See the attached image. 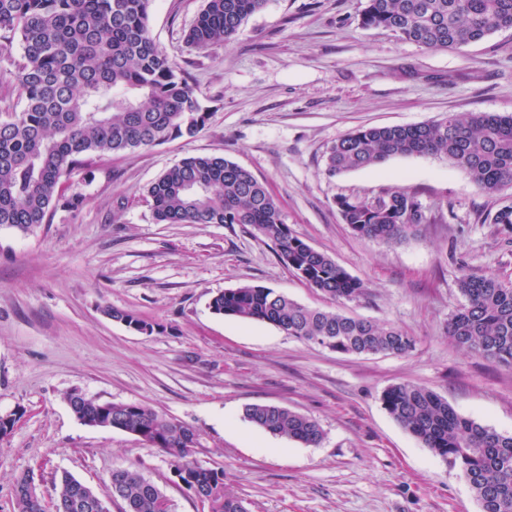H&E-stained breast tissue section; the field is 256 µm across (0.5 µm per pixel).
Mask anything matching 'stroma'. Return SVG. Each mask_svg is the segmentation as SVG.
Returning <instances> with one entry per match:
<instances>
[{
    "label": "stroma",
    "instance_id": "stroma-1",
    "mask_svg": "<svg viewBox=\"0 0 512 512\" xmlns=\"http://www.w3.org/2000/svg\"><path fill=\"white\" fill-rule=\"evenodd\" d=\"M203 0H152L150 33L208 112L195 137L92 157L66 181L85 202L55 210L32 232L0 226V512L31 471L51 506L69 472L100 497L113 470L135 468L201 512L168 456L118 429L89 428L67 397L141 402L192 428L196 463L224 472L250 512H481L462 472L436 457L383 408L410 382L461 415L512 435V368L467 352L448 335L465 302L463 276L512 281V226L489 218L512 188L481 192L435 156L396 157L328 175L331 145L363 126L418 124L451 112L512 113V29L458 51L428 50L359 25L365 0H268L230 43L185 46ZM19 45L0 50V116L20 111ZM215 154L268 188L285 224L365 288L335 302L289 271L250 227L160 224L146 190L189 155ZM414 191L436 216L396 244L343 223L340 196ZM260 285L297 303L386 322L412 336L404 355L339 354L262 322L212 312V297ZM155 323L131 331L105 314ZM253 403L318 422L305 446L244 419Z\"/></svg>",
    "mask_w": 512,
    "mask_h": 512
}]
</instances>
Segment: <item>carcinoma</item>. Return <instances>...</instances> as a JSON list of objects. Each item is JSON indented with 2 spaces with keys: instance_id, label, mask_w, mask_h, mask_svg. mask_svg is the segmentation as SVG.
I'll use <instances>...</instances> for the list:
<instances>
[{
  "instance_id": "1",
  "label": "carcinoma",
  "mask_w": 512,
  "mask_h": 512,
  "mask_svg": "<svg viewBox=\"0 0 512 512\" xmlns=\"http://www.w3.org/2000/svg\"><path fill=\"white\" fill-rule=\"evenodd\" d=\"M152 0H0V47L21 46V111L0 118V226L28 232L59 207L84 200L65 194L62 180L86 157L151 147L204 129L208 113L193 88L150 35ZM268 0H204L184 34L186 47L232 41ZM364 28L384 29L426 49L457 51L512 28V0H365ZM434 155L465 170L485 193L512 187V114L450 112L420 124L372 126L336 140L325 159L331 176L393 157ZM162 224H244L278 260L311 287L336 300L363 284L327 254L294 235L267 190L248 169L219 155H190L147 189ZM343 223L386 243L415 236L435 221L417 194L398 188L374 199L335 200ZM466 304L448 319L459 346L512 368V282L494 274L459 282ZM213 313L271 324L288 336L344 354L403 355L412 337L385 323L303 306L258 285L226 289ZM111 318L155 330L140 316L108 308ZM383 408L443 462L460 467L482 512H512V435L458 414L436 392L409 382L387 387ZM244 417L261 430L308 446L323 439L313 419L271 404H250ZM112 426L139 434L170 458L181 483L206 499L209 512H249L224 488V471L191 460L196 432L144 403L112 404ZM111 497L125 512H173L157 485L130 468L112 471ZM55 501L66 512H96L97 494L64 473ZM15 512H42L34 473L14 485Z\"/></svg>"
}]
</instances>
